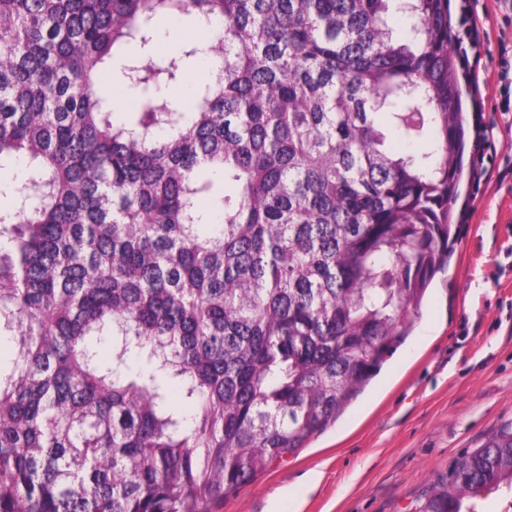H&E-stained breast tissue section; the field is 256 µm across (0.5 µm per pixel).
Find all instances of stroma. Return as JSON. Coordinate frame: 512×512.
Returning a JSON list of instances; mask_svg holds the SVG:
<instances>
[{
	"mask_svg": "<svg viewBox=\"0 0 512 512\" xmlns=\"http://www.w3.org/2000/svg\"><path fill=\"white\" fill-rule=\"evenodd\" d=\"M472 13L484 34L462 48ZM449 26L467 148L448 266L409 335L336 422L213 512H413L437 475L512 424V112L499 80L512 11L498 0H449ZM156 28L159 62L208 39L187 17L158 18Z\"/></svg>",
	"mask_w": 512,
	"mask_h": 512,
	"instance_id": "stroma-1",
	"label": "stroma"
}]
</instances>
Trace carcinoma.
Listing matches in <instances>:
<instances>
[{
	"instance_id": "1",
	"label": "carcinoma",
	"mask_w": 512,
	"mask_h": 512,
	"mask_svg": "<svg viewBox=\"0 0 512 512\" xmlns=\"http://www.w3.org/2000/svg\"><path fill=\"white\" fill-rule=\"evenodd\" d=\"M161 15L208 43L155 63ZM448 42V0H0V512H211L336 421L448 264ZM501 486L512 426L415 512ZM202 74L208 75L207 65L205 62L196 64L194 70L185 80L178 84L163 86L160 90V95L165 98H177L188 104L192 100V92L194 86L198 82V77Z\"/></svg>"
}]
</instances>
